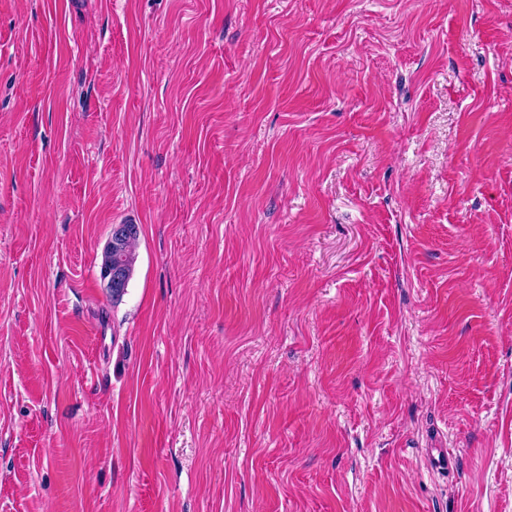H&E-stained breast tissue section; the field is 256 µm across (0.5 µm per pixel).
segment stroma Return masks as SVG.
I'll list each match as a JSON object with an SVG mask.
<instances>
[{
    "mask_svg": "<svg viewBox=\"0 0 512 512\" xmlns=\"http://www.w3.org/2000/svg\"><path fill=\"white\" fill-rule=\"evenodd\" d=\"M0 512H512V0H0ZM128 225L133 229L132 236L122 248L121 252L112 251V261L103 269L102 272L105 288H109L110 290H112V287L117 288L124 279V270L122 265L117 264L112 267V264L118 262L127 263L130 271L132 272L133 264L135 262L139 229L135 224Z\"/></svg>",
    "mask_w": 512,
    "mask_h": 512,
    "instance_id": "obj_1",
    "label": "stroma"
}]
</instances>
